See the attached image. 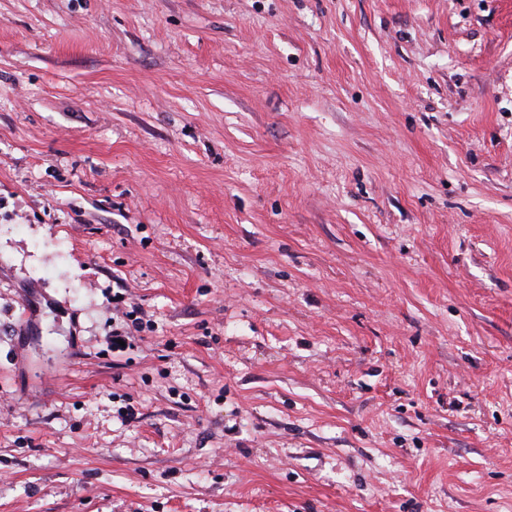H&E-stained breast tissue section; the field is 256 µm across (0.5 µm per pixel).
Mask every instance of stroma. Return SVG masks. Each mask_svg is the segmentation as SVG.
I'll use <instances>...</instances> for the list:
<instances>
[{
	"mask_svg": "<svg viewBox=\"0 0 512 512\" xmlns=\"http://www.w3.org/2000/svg\"><path fill=\"white\" fill-rule=\"evenodd\" d=\"M0 512H512V0H0Z\"/></svg>",
	"mask_w": 512,
	"mask_h": 512,
	"instance_id": "obj_1",
	"label": "stroma"
}]
</instances>
